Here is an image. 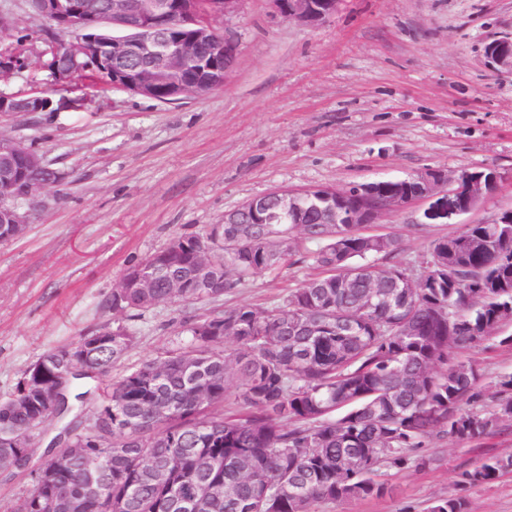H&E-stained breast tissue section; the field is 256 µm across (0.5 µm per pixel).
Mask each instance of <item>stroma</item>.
<instances>
[{"instance_id":"stroma-1","label":"stroma","mask_w":512,"mask_h":512,"mask_svg":"<svg viewBox=\"0 0 512 512\" xmlns=\"http://www.w3.org/2000/svg\"><path fill=\"white\" fill-rule=\"evenodd\" d=\"M0 12L14 20L0 44L21 63L0 88L60 105L0 118V131L64 175L18 202L28 231L0 243V399L43 353L107 321H128L137 336L113 376L162 357L191 304L163 303L131 320L111 308L113 288L131 263L254 197L493 167L496 191L462 222L484 224L512 206V74L492 70L483 55L487 42L512 32V0H339L315 26L283 17L273 0H240L214 22L237 45L223 87L173 104L89 75L55 78L48 21L27 0H0ZM424 207L366 227L396 236L388 261L415 274L432 242L459 225L422 223ZM317 274L312 260L288 263L226 294L222 306L272 307ZM469 356L485 394L512 373V345L493 342ZM505 453L511 425L478 441L439 439L430 464L393 476L386 497L318 510L424 512L454 493L462 467ZM467 497L469 512H512V474Z\"/></svg>"}]
</instances>
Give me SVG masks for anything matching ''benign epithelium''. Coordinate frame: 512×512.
<instances>
[{
  "instance_id": "7a95c632",
  "label": "benign epithelium",
  "mask_w": 512,
  "mask_h": 512,
  "mask_svg": "<svg viewBox=\"0 0 512 512\" xmlns=\"http://www.w3.org/2000/svg\"><path fill=\"white\" fill-rule=\"evenodd\" d=\"M280 14L312 26L329 18L338 0H274ZM40 14L66 33L79 31L66 43L71 62L86 71L109 70L112 86L145 98L165 87L168 97L194 95L195 86L176 78L194 60L210 70L198 56L197 45L209 37L208 17L199 0H111L93 6L88 0H40ZM484 58L493 69L512 72V36L496 38L484 47ZM38 95L26 97L0 90V117L32 111ZM62 173L47 166L44 156L24 141L0 135V189L12 202L31 199L59 182ZM501 179L493 168L482 170H428L405 180L369 182L347 189L316 187L302 192L274 191L247 201L224 214L217 231L226 224H266V211L274 206L286 224H300V198L318 209L334 201L346 203L345 223L353 229L375 224L386 213L399 211L416 200L426 207L422 223H447L479 207ZM28 219L10 205H0V226L6 229L0 243L23 236Z\"/></svg>"
}]
</instances>
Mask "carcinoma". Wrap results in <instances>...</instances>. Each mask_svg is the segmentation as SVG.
I'll use <instances>...</instances> for the list:
<instances>
[{"label": "carcinoma", "instance_id": "cac0c4a2", "mask_svg": "<svg viewBox=\"0 0 512 512\" xmlns=\"http://www.w3.org/2000/svg\"><path fill=\"white\" fill-rule=\"evenodd\" d=\"M200 52L224 60L216 33ZM307 223L224 225V242L211 255L212 281L196 279L199 241L209 231L180 234L123 274L111 307L137 318L161 303H206L204 314H186L172 349L112 380V364L134 345L122 322L112 336L102 328L27 366L13 393L0 401V456L15 468L30 466L26 448L11 440L32 434L53 417H69L72 402L44 407L39 387L64 375L104 385L92 422L70 417L38 460L42 478L18 512H317L325 502L378 499L388 476L424 467L423 449L437 438L474 441L512 425V373L499 376L494 403L484 407L473 363L463 350L486 347L512 324V224H468L434 241L424 258L426 276L379 261L399 249L391 234L350 233L342 214L306 209ZM311 242L321 274L271 308L222 310L225 293L245 279L272 273ZM157 272L155 287L138 288L140 272ZM181 281L174 290L171 279ZM383 284L373 296L370 285ZM231 338L235 348L226 349ZM235 391L242 412L224 416V397ZM79 453L55 467L51 446ZM106 473L96 495L85 488L87 466ZM167 469L159 483L153 468ZM512 474V454L492 455L460 470V493L434 500L428 512H468L462 492ZM218 483L224 494L207 487Z\"/></svg>", "mask_w": 512, "mask_h": 512}]
</instances>
